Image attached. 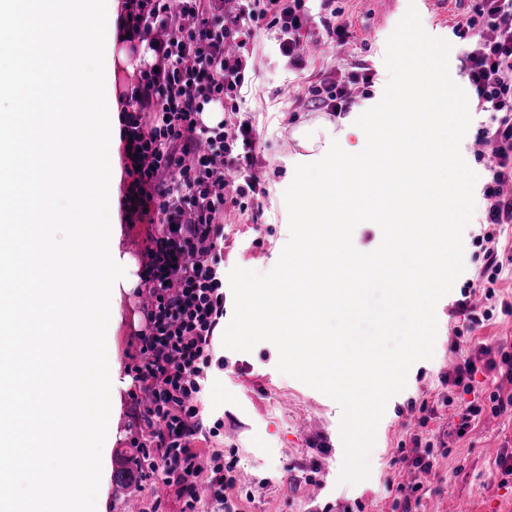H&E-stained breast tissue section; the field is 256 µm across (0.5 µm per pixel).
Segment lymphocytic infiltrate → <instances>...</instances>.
I'll use <instances>...</instances> for the list:
<instances>
[{"label": "lymphocytic infiltrate", "instance_id": "1", "mask_svg": "<svg viewBox=\"0 0 512 512\" xmlns=\"http://www.w3.org/2000/svg\"><path fill=\"white\" fill-rule=\"evenodd\" d=\"M124 0L117 39L132 73L115 84L121 114L123 160L129 183L120 201L129 223L158 225L150 235L141 280L150 295L147 325L137 340L143 361L135 368L150 403L141 428L154 450L153 465L181 499L182 512H198L200 487L217 505L227 502L236 460L214 451L201 464L192 443L206 429L200 413L201 382L224 321V290L217 254L224 216L246 212L265 195L255 172L258 142L240 118L241 92L256 73L261 32L275 34L289 69L307 72L297 98L308 112L350 111L375 74L365 62L308 73L315 42L313 21L345 44L351 26L336 0ZM464 48L459 69L468 83V106L493 115L475 135L476 161L494 157L482 185L483 222L479 286L485 306L458 300L466 333L485 327L498 302L496 286L506 248L502 225L512 224V0H474L471 11L449 20ZM226 112L217 125L203 118L206 104Z\"/></svg>", "mask_w": 512, "mask_h": 512}]
</instances>
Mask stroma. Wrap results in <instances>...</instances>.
I'll list each match as a JSON object with an SVG mask.
<instances>
[{
    "instance_id": "35a3bbf8",
    "label": "stroma",
    "mask_w": 512,
    "mask_h": 512,
    "mask_svg": "<svg viewBox=\"0 0 512 512\" xmlns=\"http://www.w3.org/2000/svg\"><path fill=\"white\" fill-rule=\"evenodd\" d=\"M350 15V42L328 53L325 65L362 60L377 73L368 97L359 99L356 114L382 98L389 73L380 52L391 30H382L378 42L368 43L361 31L372 21L368 0H341ZM264 62L252 80L242 105L260 132L255 151L260 176L267 189L255 215H231L224 227V270L241 267L270 271L289 239L288 162L298 153L293 137L300 108L288 88H301L300 75L288 70L273 36L261 42ZM153 230L149 224L121 227V247L129 258L133 283L122 293L120 320L109 330L113 352L127 384L120 392L119 410L111 437L108 465L100 482L101 512H120L125 500L134 499L142 512H180L172 489L147 483L122 485L116 479L119 460L128 456L131 442L140 438L139 406L130 394L136 385L131 370L140 362L135 329L144 321L137 291L142 257ZM485 225L471 220L464 230V271L436 305L437 333L432 358L417 362L408 388L394 394L380 418L368 460L370 473L355 483L337 479L343 459L336 448L340 438L341 407L330 396L281 373L279 353L269 342L251 352H237L216 344L207 371L203 421L218 426V436L196 439L201 456L221 449L235 454L236 485L224 512H403L404 498L419 486L417 512H448L449 503L466 505L470 512H512V481L505 483L496 465L500 453L512 451V417L484 411L479 423L458 435L459 415L469 402L487 400L493 391L512 393V383L499 372L477 373L472 392H462L448 379L453 356L449 342L457 321L455 303L462 296L480 300L477 288L481 266L474 241ZM432 409L425 417L424 409ZM432 448L433 467L422 472L410 464L415 447Z\"/></svg>"
}]
</instances>
